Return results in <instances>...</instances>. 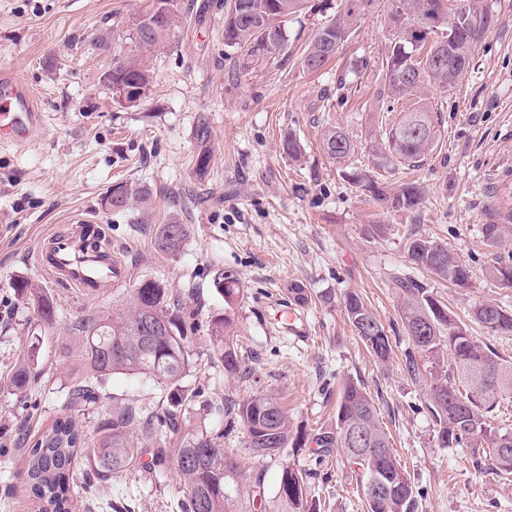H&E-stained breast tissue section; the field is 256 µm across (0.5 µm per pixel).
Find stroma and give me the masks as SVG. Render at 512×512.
<instances>
[{
	"instance_id": "35a3bbf8",
	"label": "stroma",
	"mask_w": 512,
	"mask_h": 512,
	"mask_svg": "<svg viewBox=\"0 0 512 512\" xmlns=\"http://www.w3.org/2000/svg\"><path fill=\"white\" fill-rule=\"evenodd\" d=\"M495 20L481 38L457 89L423 85L419 94L434 108L442 139L419 167H379L372 149L383 127L402 109L380 93L382 64L391 31L384 23L387 0H375L350 37L322 71L307 72L303 50L334 9L314 10L288 24V48L252 70H242L224 43V0H179L174 25L160 45L139 49L133 38L138 16L150 0H0V72L14 75L34 93L46 125L44 137L24 148L0 145V512H38L24 484V442L65 413L74 377L82 373L74 350L76 324L87 315L126 303L144 279L164 281L186 308L204 302L220 312L223 299L211 282L232 269L240 281L237 339L249 353L244 376L225 375L210 362L212 346L199 329L194 363L206 366L214 399L269 395L281 403L293 433L313 436L336 419V399L347 380L365 384L396 457L421 489L418 512H512V475L475 467L471 448L438 445L435 420L418 410L429 377L404 370L411 348L401 320L394 277L421 282L466 319L475 303L512 309V287L493 281L496 251L486 245L485 214L512 208V0H488ZM132 55L146 65L153 83L133 106L118 104L100 80L114 57ZM210 127L196 135L198 119ZM341 128L355 143L343 163L322 150L321 135ZM305 149L296 161L283 150L287 136ZM209 154L198 171L200 154ZM364 174L391 188L418 181L426 190L412 211L383 209L353 184ZM145 192L148 203L127 212L103 210L112 186ZM85 215L128 269L126 283L87 299L51 282L37 252L68 220ZM187 225L178 255L154 244L160 225ZM383 236L370 239L368 225ZM426 236L447 245L470 271L458 288L411 264L405 244ZM25 277L48 291L56 325L41 331L32 312L10 287ZM301 285L300 312L308 340L275 330L290 285ZM357 292L393 341L381 362L355 336L343 296ZM41 373L26 400L8 393L7 374L29 349ZM98 409L82 415L88 438L114 400L155 409L159 387L117 375L104 384ZM224 446L241 456L247 471H263L273 490L282 466L309 474L320 512H365L363 492L342 453L315 464L313 448L258 459L247 449L242 426L226 427ZM92 468L79 460L71 512H180L175 473L134 471L87 483Z\"/></svg>"
}]
</instances>
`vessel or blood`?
Instances as JSON below:
<instances>
[{"label":"vessel or blood","instance_id":"obj_1","mask_svg":"<svg viewBox=\"0 0 512 512\" xmlns=\"http://www.w3.org/2000/svg\"><path fill=\"white\" fill-rule=\"evenodd\" d=\"M42 131V114L32 91L16 78L1 75L0 142L23 146L37 140ZM49 242L48 252L38 256V264L50 280L87 298L126 282V267L103 247L92 219L71 218L69 231L51 235Z\"/></svg>","mask_w":512,"mask_h":512}]
</instances>
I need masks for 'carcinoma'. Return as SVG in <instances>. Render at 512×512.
Wrapping results in <instances>:
<instances>
[{
    "label": "carcinoma",
    "instance_id": "cac0c4a2",
    "mask_svg": "<svg viewBox=\"0 0 512 512\" xmlns=\"http://www.w3.org/2000/svg\"><path fill=\"white\" fill-rule=\"evenodd\" d=\"M343 6L330 23L319 28L303 55V66L315 73L336 55L333 46L342 44L353 26L374 0H342ZM224 39L237 51L242 67L258 64L288 47V22L308 8V0H224ZM415 26L417 41L433 39L439 61H418L402 51L400 17ZM175 17L174 0H155L135 27V39L143 48L161 43ZM393 28L385 64L381 93L406 101L428 83L442 91L458 87L467 74L477 43L490 28L492 14L485 0H390L387 13ZM442 22V38L434 26ZM151 76L134 58L112 61V84H126L137 93L126 104L139 102L148 90ZM439 121L427 103L417 101L404 108L397 121L385 129L376 145V155L387 162L416 166L437 145ZM321 148L340 162L354 151V143L342 130L330 128L322 136ZM378 202L399 210L418 209L426 195L421 184L408 182L389 193L370 178L356 175ZM112 211L129 209L131 200L147 202L146 196L115 188ZM488 246L499 248L512 241V212L489 216L483 225ZM185 224H163L155 234V245L166 255L178 254L187 239ZM410 263L459 288L469 286V271L442 243L427 237L407 239ZM499 282L512 284V253L497 256L491 269ZM394 286L403 294L402 320L415 348L404 354V369L412 379L420 376L419 358L434 369L426 408L438 426L437 438L444 448H477L489 457L499 472L512 473V431L497 425L503 396L512 395V362L482 345L472 336L466 322L453 316L448 306L422 284L409 277H396ZM212 287L224 299V312L208 315V332L217 363L224 374L236 377L246 371V360L234 341L235 310L239 302V278L225 269L215 275ZM17 297L37 316L45 329L56 324L52 296L27 278L12 283ZM189 312L167 285L145 279L133 289L125 309L110 314L96 313L78 321L82 333L79 356L86 376L68 393V407L77 411L97 409L103 384L114 375H134L167 391L162 412L134 402L112 406V413L98 427L93 447L86 446L82 425L65 413L56 417L40 437L26 449L27 483L41 512H70V483L78 457L85 458L102 477L119 478L142 466L151 473L174 472L181 481V512H234L243 471L236 456L224 448V429L190 424V413L199 418L215 414L243 424L248 449L256 457L274 456L295 448L288 415L271 397L255 395L245 400L226 397L214 401L201 385L184 384L193 362L190 348L195 340L198 309ZM345 314L355 335L378 360L393 353L392 337L359 294L343 297ZM469 315L497 333H512V311L482 302ZM38 373V359L30 354L13 369L8 393L17 397ZM319 460L338 449L356 471L365 496L367 512H418L419 490L396 459L384 431L371 393L361 382L349 380L336 401V423L313 437ZM251 498L244 512H315L306 477L294 468L282 467L274 495L266 496L264 478L250 476Z\"/></svg>",
    "mask_w": 512,
    "mask_h": 512
}]
</instances>
